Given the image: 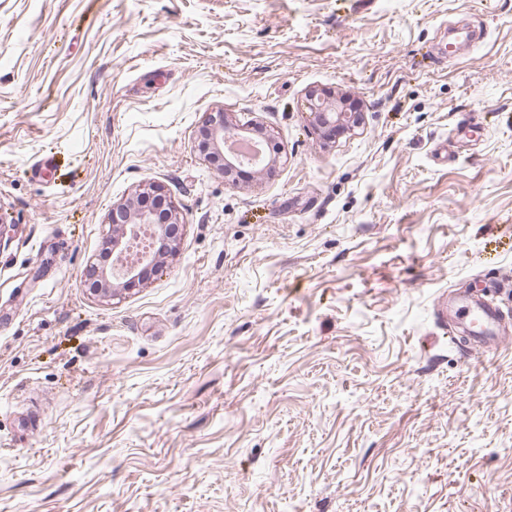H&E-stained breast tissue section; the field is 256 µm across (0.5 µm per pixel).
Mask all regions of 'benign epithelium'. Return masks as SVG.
Listing matches in <instances>:
<instances>
[{"instance_id": "benign-epithelium-1", "label": "benign epithelium", "mask_w": 512, "mask_h": 512, "mask_svg": "<svg viewBox=\"0 0 512 512\" xmlns=\"http://www.w3.org/2000/svg\"><path fill=\"white\" fill-rule=\"evenodd\" d=\"M309 110L316 125L329 136L348 133L360 122V113L347 105L344 97L341 96L333 101L331 94L327 92L310 93ZM252 135L267 139L260 127L234 124L227 120L224 113L217 112L208 118L199 131L198 149L215 170L225 176L244 166V162L231 152L224 153V146L232 139ZM157 193H159L158 188L150 186L135 193L124 202L112 206L107 222L108 229L104 234V244L114 254L121 249L133 225L156 223L159 226L158 238L167 243V251L156 252L147 261L128 266L120 273L99 264L97 256H91L85 266L86 276L83 281V286L90 295L108 302L145 285L150 277L162 268L168 253L175 250L179 237L170 234V228L184 226L180 212L175 206L168 205L167 220L159 223L154 211L139 204L142 197Z\"/></svg>"}]
</instances>
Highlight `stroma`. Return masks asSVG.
<instances>
[{"label":"stroma","mask_w":512,"mask_h":512,"mask_svg":"<svg viewBox=\"0 0 512 512\" xmlns=\"http://www.w3.org/2000/svg\"><path fill=\"white\" fill-rule=\"evenodd\" d=\"M220 111L273 174L205 160ZM150 185L177 251L100 302ZM0 221V512H512V346L440 311L512 332V0H0ZM333 99L330 102L329 99ZM309 110L317 126L322 129L323 135H339L354 131L360 122V113L351 105H347L341 95L338 99L327 92H311L309 94ZM153 194L161 193L158 188L149 186L127 198L124 202L112 206V212L107 224H105L108 229L103 237L104 244L110 248L111 254H115L121 249L124 240L133 228V224H143L144 226L137 228V237L136 235L133 238L130 236L131 246L129 249H133L142 237L148 238L153 235V229L147 224H158L160 229L158 239L165 240V243H167L166 252H155L146 262L127 266L121 273L115 272V262L113 263L112 272V265L109 268L100 265L97 254L92 255L87 260L86 276L83 281L84 288L91 296L108 302L115 298H121L136 287L145 285L150 277L157 274L162 268L165 263L164 259L169 255L168 253L176 249L175 246L179 237L178 234L170 235V228L175 226L179 232V229L184 226L183 217L175 206L169 203L166 222H157V214L139 204L142 197ZM129 249L123 254L122 258L124 260H128V258L135 259L139 253ZM453 318L465 322L466 337L475 342L496 347L511 344V336L500 327L499 309L488 302L472 303L466 300Z\"/></svg>","instance_id":"obj_1"}]
</instances>
